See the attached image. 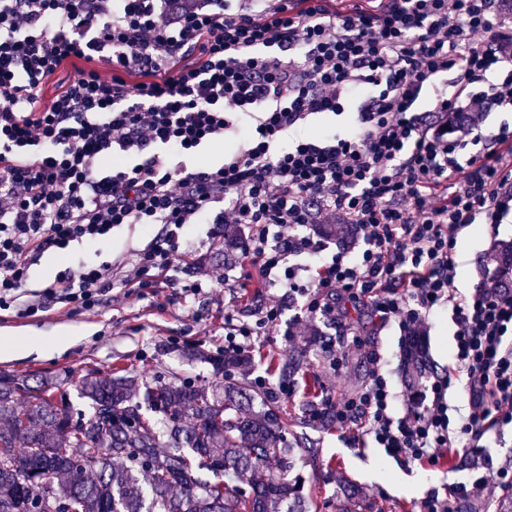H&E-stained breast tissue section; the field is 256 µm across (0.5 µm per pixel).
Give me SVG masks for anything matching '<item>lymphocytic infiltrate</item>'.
I'll use <instances>...</instances> for the list:
<instances>
[{"label": "lymphocytic infiltrate", "mask_w": 512, "mask_h": 512, "mask_svg": "<svg viewBox=\"0 0 512 512\" xmlns=\"http://www.w3.org/2000/svg\"><path fill=\"white\" fill-rule=\"evenodd\" d=\"M505 0H0V311L98 306L114 283L155 288L187 227L231 228L244 285L285 290L230 325L225 354L304 317L335 321L347 301L405 335L448 308V372L394 416L378 357L353 396L321 405L344 438L369 436L406 462L449 449L489 457L512 424V290L455 298L460 236L512 214V127L485 138L488 112L512 108V15ZM73 74L53 97L45 88ZM433 109L420 104L443 76ZM350 111L343 136L289 139L310 116ZM249 129L220 162L195 156ZM124 224L164 232L126 263L65 267L41 290L48 251L107 240ZM313 224L355 227L362 247L326 256ZM465 377L469 410L448 415Z\"/></svg>", "instance_id": "1"}]
</instances>
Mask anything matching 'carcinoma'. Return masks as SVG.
Listing matches in <instances>:
<instances>
[{"instance_id":"obj_1","label":"carcinoma","mask_w":512,"mask_h":512,"mask_svg":"<svg viewBox=\"0 0 512 512\" xmlns=\"http://www.w3.org/2000/svg\"><path fill=\"white\" fill-rule=\"evenodd\" d=\"M488 281L512 289V244ZM425 348L406 346L410 378L422 375ZM187 356L245 367L247 356ZM310 366L307 352L273 357L286 380ZM76 413L51 379L35 385L0 371V512H31L50 487L66 512H321L303 468L314 449L285 438L288 414L277 398L244 382L206 388L126 368L89 370ZM273 464L276 470L267 474ZM362 494L342 489L340 512H367Z\"/></svg>"}]
</instances>
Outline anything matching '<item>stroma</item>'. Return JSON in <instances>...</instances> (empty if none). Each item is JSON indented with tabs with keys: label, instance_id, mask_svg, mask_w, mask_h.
<instances>
[{
	"label": "stroma",
	"instance_id": "stroma-1",
	"mask_svg": "<svg viewBox=\"0 0 512 512\" xmlns=\"http://www.w3.org/2000/svg\"><path fill=\"white\" fill-rule=\"evenodd\" d=\"M161 226L144 228L126 224L116 229L112 240L99 248L73 246L69 256L45 253L30 271V284L40 287L45 281L69 265L79 262H119L133 252L145 248L153 238L160 236ZM512 242V215L501 224H476L465 235L459 249L457 276L450 285L452 294H466L482 281L481 271L489 265L498 242ZM185 256L173 259V267L163 277L159 289L142 291L116 287L107 293L101 305L91 311L74 306L70 310L51 309L32 317L18 318L11 313L0 314V371L40 379H56L65 392L73 410L87 411L88 402L81 398L79 383L91 369L109 374L124 367L145 376H177L198 384L223 386L224 377L214 375L210 364L187 359L183 351L199 345L210 352L224 348V320H249L260 301L269 300V292L258 293L254 288L224 286L193 296L185 292L191 268L197 262L220 268L224 265V240L212 235L207 224L196 226L189 239ZM347 327L359 329L364 345L350 349L339 370H331L325 342L336 339L335 326L322 319L311 320L320 343L305 345L303 337L291 338L273 331L255 337L246 349L252 364L236 373L239 382L251 381L254 375L267 377L270 384H278V375L267 369V360L284 356L294 349L306 348L310 361L308 375H295L290 382L294 388L291 397L281 403L290 417L299 420L310 446L319 457L317 477L313 484L315 495L322 503V512H338L340 480H347L358 488L375 512H418L419 504L430 492L447 493L449 485L470 483L468 463L456 459L437 464H414L390 457L370 438L350 443L340 438L334 426L308 423V410L314 397H349L368 380L370 355H378L384 364L385 375L396 399L395 415H403L410 406V391L402 367L405 336L397 322L385 324L372 319L366 308L350 307L345 321ZM455 327L448 311L430 315L425 338L432 363V373L444 375ZM80 332L74 344L53 353L36 350L6 354L7 346L16 345L30 336L42 333ZM319 382L317 393L307 389V376Z\"/></svg>",
	"mask_w": 512,
	"mask_h": 512
}]
</instances>
